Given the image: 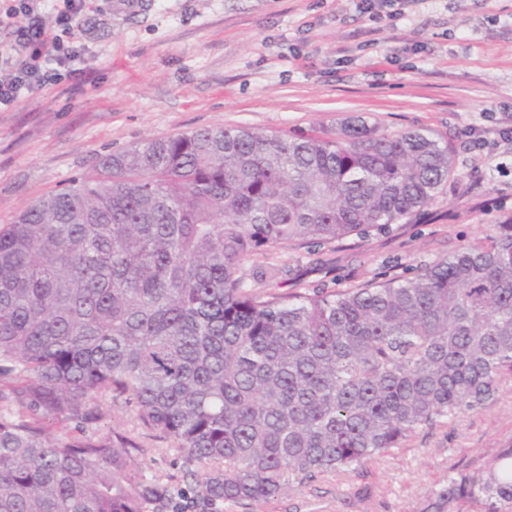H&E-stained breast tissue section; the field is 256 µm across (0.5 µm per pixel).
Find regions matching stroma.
Here are the masks:
<instances>
[{"label": "stroma", "mask_w": 512, "mask_h": 512, "mask_svg": "<svg viewBox=\"0 0 512 512\" xmlns=\"http://www.w3.org/2000/svg\"><path fill=\"white\" fill-rule=\"evenodd\" d=\"M86 0L65 43L76 75L0 110V224L99 156L203 127L324 135L366 117L380 129L447 140V189L385 233L274 253L291 288H350L448 257L512 214V0ZM106 404L93 420L49 422L55 435L133 429ZM512 437V390L481 413L417 432L352 474L322 473L265 501L217 512H422L452 467L478 464ZM173 491L195 479L150 442L136 456Z\"/></svg>", "instance_id": "35a3bbf8"}]
</instances>
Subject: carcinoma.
I'll list each match as a JSON object with an SVG mask.
<instances>
[{
  "mask_svg": "<svg viewBox=\"0 0 512 512\" xmlns=\"http://www.w3.org/2000/svg\"><path fill=\"white\" fill-rule=\"evenodd\" d=\"M453 147L356 116L333 137L208 127L100 157L0 226V512H179L132 467L137 435L46 422L133 408L200 476L191 504L356 472L512 384V216L364 286L261 294L240 262L382 231L431 203ZM424 512H512V440Z\"/></svg>",
  "mask_w": 512,
  "mask_h": 512,
  "instance_id": "obj_1",
  "label": "carcinoma"
}]
</instances>
